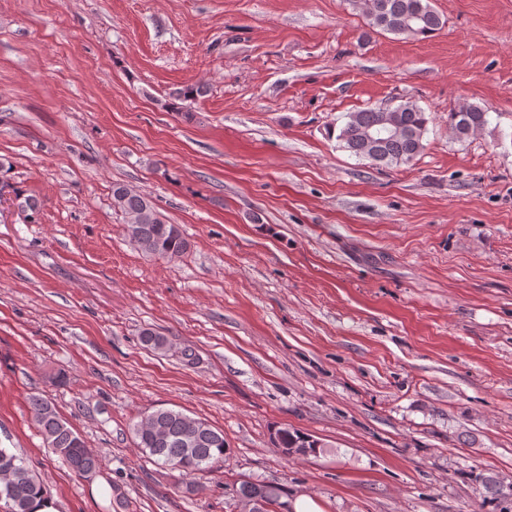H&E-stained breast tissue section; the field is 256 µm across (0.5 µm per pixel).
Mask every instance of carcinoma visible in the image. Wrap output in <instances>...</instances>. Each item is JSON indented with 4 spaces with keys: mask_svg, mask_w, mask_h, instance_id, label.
I'll list each match as a JSON object with an SVG mask.
<instances>
[{
    "mask_svg": "<svg viewBox=\"0 0 512 512\" xmlns=\"http://www.w3.org/2000/svg\"><path fill=\"white\" fill-rule=\"evenodd\" d=\"M365 24L375 30L414 38H428L444 24L442 16L433 8L431 0H368L362 6ZM488 110L467 105L448 113V125L456 138L462 140L486 129L489 125ZM432 121L421 107L406 102L384 111L370 107L350 112L336 136L339 147L353 155L377 165L397 168L412 162L424 150V136ZM113 207L124 220L147 212L148 219L138 225L129 238L131 244L147 256L177 259L185 255L189 242L177 224L168 223L156 210L150 197L122 183L112 185ZM34 422L48 447L70 469L81 475L100 472L101 460L90 451L81 436L69 422L62 418L55 407L38 395L30 398ZM157 420L163 433L155 435L147 425ZM136 445L156 464L191 475L210 471L224 465L226 443L224 432L207 421L193 418L180 410L159 408L140 415L131 424ZM194 437L191 447L182 440ZM282 448H295L297 455H316L325 444L297 429L284 427L278 430ZM487 498L495 501L505 496L501 480L492 475L479 476ZM239 498H258L266 505L282 506L283 488L277 483L243 480L235 489ZM48 497L23 458L7 448H0V512H34L33 502Z\"/></svg>",
    "mask_w": 512,
    "mask_h": 512,
    "instance_id": "1",
    "label": "carcinoma"
}]
</instances>
